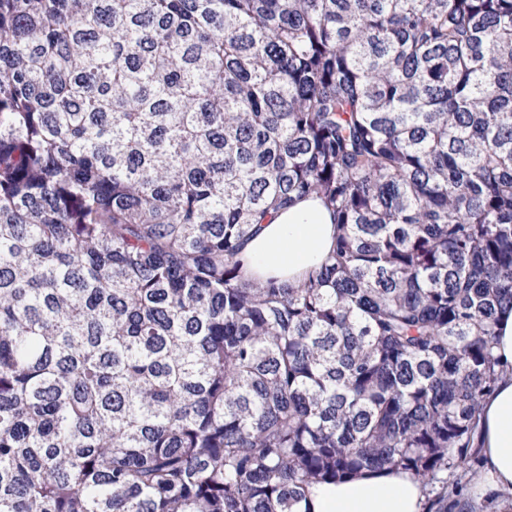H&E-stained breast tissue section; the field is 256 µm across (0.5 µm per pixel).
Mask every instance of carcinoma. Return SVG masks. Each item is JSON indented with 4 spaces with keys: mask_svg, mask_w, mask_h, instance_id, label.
Returning a JSON list of instances; mask_svg holds the SVG:
<instances>
[{
    "mask_svg": "<svg viewBox=\"0 0 512 512\" xmlns=\"http://www.w3.org/2000/svg\"><path fill=\"white\" fill-rule=\"evenodd\" d=\"M508 307L512 0H0V512H448ZM336 233L329 211L314 197L278 213L245 243L240 257L246 276L264 284L269 276L298 280L328 256ZM426 479L411 473L364 474L336 484L318 485L311 494L312 512H422ZM428 493H431L430 495Z\"/></svg>",
    "mask_w": 512,
    "mask_h": 512,
    "instance_id": "1",
    "label": "carcinoma"
}]
</instances>
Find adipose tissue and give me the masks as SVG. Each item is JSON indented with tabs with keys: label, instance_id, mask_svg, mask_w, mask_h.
I'll return each mask as SVG.
<instances>
[{
	"label": "adipose tissue",
	"instance_id": "ef3b65f1",
	"mask_svg": "<svg viewBox=\"0 0 512 512\" xmlns=\"http://www.w3.org/2000/svg\"><path fill=\"white\" fill-rule=\"evenodd\" d=\"M336 233L329 211L315 197L278 213L245 243L240 257L246 276L264 283L270 276L302 278L328 256ZM495 354L502 369L496 389L480 401L476 443L484 469L476 498L494 502L512 494V311L501 314ZM423 476L365 474L313 488L312 512H422Z\"/></svg>",
	"mask_w": 512,
	"mask_h": 512
}]
</instances>
